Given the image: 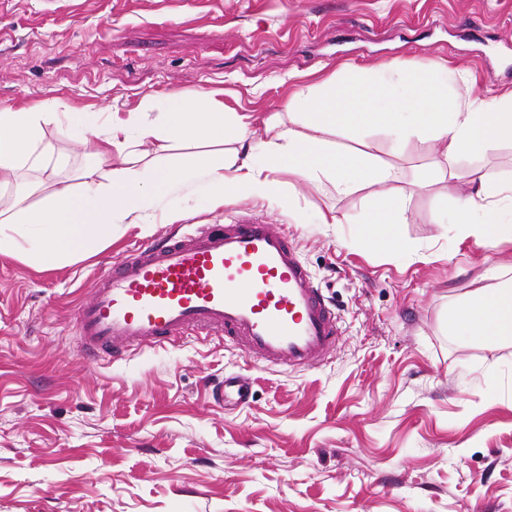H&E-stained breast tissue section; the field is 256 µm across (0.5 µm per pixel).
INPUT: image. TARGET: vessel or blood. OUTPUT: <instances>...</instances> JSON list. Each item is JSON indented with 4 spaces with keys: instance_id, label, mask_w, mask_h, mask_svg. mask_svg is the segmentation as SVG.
<instances>
[{
    "instance_id": "b4317fda",
    "label": "vessel or blood",
    "mask_w": 512,
    "mask_h": 512,
    "mask_svg": "<svg viewBox=\"0 0 512 512\" xmlns=\"http://www.w3.org/2000/svg\"><path fill=\"white\" fill-rule=\"evenodd\" d=\"M74 327L84 354L176 341L218 329L267 366L310 368L332 351L337 317L287 235L248 218L213 232L142 244L100 273ZM250 380L225 376L220 402L243 403Z\"/></svg>"
}]
</instances>
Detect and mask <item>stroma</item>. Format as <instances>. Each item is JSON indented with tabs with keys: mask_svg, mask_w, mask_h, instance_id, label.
Instances as JSON below:
<instances>
[{
	"mask_svg": "<svg viewBox=\"0 0 512 512\" xmlns=\"http://www.w3.org/2000/svg\"><path fill=\"white\" fill-rule=\"evenodd\" d=\"M396 58L471 72L463 103L512 91V0H0L2 106L56 97L122 116L149 93L207 90L259 130L298 87ZM332 140L397 168L412 252L359 243L370 189L278 172V197L216 209L200 195L176 224L113 225L52 268L0 254V512H512V342H467L449 323L487 270L512 277V238L488 246L436 221L471 171L512 179V144L422 188L435 141L396 155L380 130ZM336 213L348 223H321ZM242 217L286 232L334 306L323 364L264 367L191 330L82 356L73 310L106 265ZM233 373L251 397L220 405Z\"/></svg>",
	"mask_w": 512,
	"mask_h": 512,
	"instance_id": "stroma-1",
	"label": "stroma"
}]
</instances>
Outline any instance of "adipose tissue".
I'll return each instance as SVG.
<instances>
[{
	"instance_id": "adipose-tissue-1",
	"label": "adipose tissue",
	"mask_w": 512,
	"mask_h": 512,
	"mask_svg": "<svg viewBox=\"0 0 512 512\" xmlns=\"http://www.w3.org/2000/svg\"><path fill=\"white\" fill-rule=\"evenodd\" d=\"M462 70L431 60H393L366 78H326L297 89L286 105L287 121L272 117L268 138L250 140L245 116L228 111L213 92L145 95L136 109L99 127L93 112L63 107L56 99L32 106L0 108V188L13 191L0 209V253H14L43 265L68 261L93 249L116 224H150L157 203L179 185H203L214 207L250 194L275 195L270 171L287 169L300 179L351 195L374 187L358 238L362 245L412 251L400 226L409 201L392 193V165L360 150L343 152L328 135L351 136L379 128L400 153L415 138H432L439 156L424 173V184L452 181L458 156H476L493 145L512 143V93L490 102L463 105L449 94L468 81ZM81 132V145L93 165L79 185L58 180L48 164L55 144L48 125ZM241 144L225 159L224 146ZM194 144L198 153L184 154ZM471 189L459 195L440 224L486 244L512 238V180L472 172ZM40 205H30L33 194ZM467 292L453 313V331L491 347L512 339V279Z\"/></svg>"
}]
</instances>
